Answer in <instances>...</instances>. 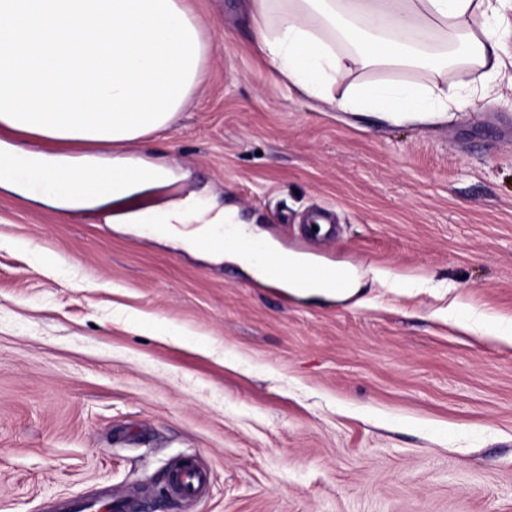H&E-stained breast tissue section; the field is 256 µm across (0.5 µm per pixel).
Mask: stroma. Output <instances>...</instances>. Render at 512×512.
Instances as JSON below:
<instances>
[{"label":"stroma","mask_w":512,"mask_h":512,"mask_svg":"<svg viewBox=\"0 0 512 512\" xmlns=\"http://www.w3.org/2000/svg\"><path fill=\"white\" fill-rule=\"evenodd\" d=\"M211 51L173 127L123 149L169 166L156 204L235 210L243 235L347 268L318 301L148 229L0 190V512L133 495L145 512H512V79L434 122L287 93L239 0H188ZM332 211L311 240L306 215ZM209 474L191 502L177 461Z\"/></svg>","instance_id":"1"}]
</instances>
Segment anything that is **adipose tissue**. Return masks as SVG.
<instances>
[{"mask_svg":"<svg viewBox=\"0 0 512 512\" xmlns=\"http://www.w3.org/2000/svg\"><path fill=\"white\" fill-rule=\"evenodd\" d=\"M504 6L505 0H246L252 48L288 89L341 112L367 108L395 122L419 123L466 102L437 83L364 82L340 92L339 79L360 65L402 71L454 62L475 64L486 81H495L506 67L507 30L497 19ZM112 146L109 140L18 130L16 139L0 140V188L26 195L31 183H42L50 189L42 203L70 213L97 209L111 224L148 223L157 238L228 257L259 279L288 284L305 296L357 293V283L348 278L329 289L306 284L305 262L296 254L280 253L278 264L265 268L239 248L241 230L232 211L214 214L190 197L161 209L136 208L142 194L170 185L173 175L162 165L102 157Z\"/></svg>","mask_w":512,"mask_h":512,"instance_id":"adipose-tissue-1","label":"adipose tissue"}]
</instances>
